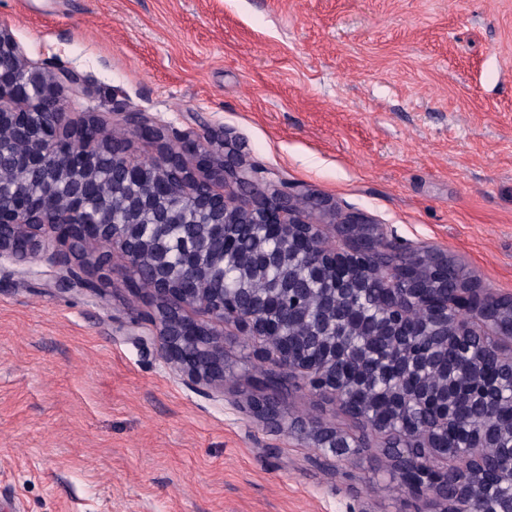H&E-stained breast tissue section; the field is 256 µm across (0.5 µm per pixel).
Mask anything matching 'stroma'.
Wrapping results in <instances>:
<instances>
[{"label": "stroma", "mask_w": 512, "mask_h": 512, "mask_svg": "<svg viewBox=\"0 0 512 512\" xmlns=\"http://www.w3.org/2000/svg\"><path fill=\"white\" fill-rule=\"evenodd\" d=\"M29 61L75 71L77 112L224 129L278 187L360 213L401 250L439 249L512 296V0H0ZM0 265V512H423L385 437L289 386L224 330V393L172 369L120 258L103 296ZM278 393V391L270 389L269 395L256 399L257 402L252 403L251 406L254 413L267 424L276 428L288 429V421L279 409L276 397ZM308 435L312 436L317 448L328 450L336 453V448H345L346 446L339 442L342 436L336 434V431L323 426H312L311 428L303 427Z\"/></svg>", "instance_id": "obj_1"}]
</instances>
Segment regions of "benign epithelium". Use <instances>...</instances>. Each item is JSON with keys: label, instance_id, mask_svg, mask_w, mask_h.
Listing matches in <instances>:
<instances>
[{"label": "benign epithelium", "instance_id": "1", "mask_svg": "<svg viewBox=\"0 0 512 512\" xmlns=\"http://www.w3.org/2000/svg\"><path fill=\"white\" fill-rule=\"evenodd\" d=\"M83 92L79 75L32 64L10 31L0 27V165L10 159L11 148L19 147L38 182L34 191L0 187V261L20 263L48 253V261L63 267V272L47 280L46 287L97 295L112 257L119 256L126 268L137 270L146 256H152L153 335L166 361L193 382L223 388L224 326L231 325L262 341L256 349L258 358L285 375L303 377L315 391L335 394L351 414L361 409L353 389L336 376L338 361H357L358 352L338 353L332 348L295 358L286 347L275 350L268 337L287 335L288 324L267 318L274 301L246 300L222 288H199L195 278L172 276L166 255L150 251L148 240L149 229L167 224L184 229L182 267L209 277L212 273L202 269L200 258L214 236L221 237L224 251L233 250L234 239L226 232L229 224H256L268 237L304 242L309 254L330 261L334 273L323 307L314 314L320 321L335 307L336 294L352 291L355 282L370 275L381 277L388 316L377 325L376 334L388 337L392 347L396 409L434 402L429 388L415 381L400 349L415 346L421 336H435L446 358L448 350L466 340L475 327H498L493 308L501 297L488 289L467 284L438 295L428 286L422 270L447 265L444 251L405 250L403 261L389 262L379 227L359 215H346L335 225L345 247L328 246L318 218L335 208L323 198L276 189L263 181L246 166L222 129L174 133L141 112H120L121 123L141 139L158 144V151L148 163L133 158L128 145L106 151L111 131L106 121L93 112L70 117L71 97ZM104 154L112 179L134 186L123 199L121 221L110 199L99 201L90 219L80 203L86 185L100 175L97 160ZM200 226L206 232L198 231ZM416 309L425 311L424 321L411 319ZM277 395L270 391L252 409L267 424L284 429L288 421ZM494 402L512 407V367ZM459 431L448 410L434 411L425 421L403 428L405 437L424 440L428 452L416 459L412 446L405 444L394 449L391 464L410 493L442 503L441 491L451 486L449 512H479L483 469L473 462H482L484 449L447 440ZM305 433L323 450L334 453L344 447L340 435L329 428L313 426Z\"/></svg>", "mask_w": 512, "mask_h": 512}]
</instances>
